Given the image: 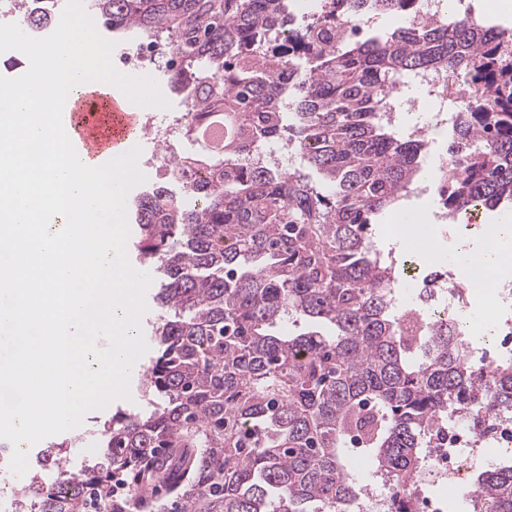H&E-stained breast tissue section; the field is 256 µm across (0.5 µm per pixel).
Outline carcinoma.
Masks as SVG:
<instances>
[{
	"label": "carcinoma",
	"mask_w": 512,
	"mask_h": 512,
	"mask_svg": "<svg viewBox=\"0 0 512 512\" xmlns=\"http://www.w3.org/2000/svg\"><path fill=\"white\" fill-rule=\"evenodd\" d=\"M55 2L12 8L44 32ZM328 2L285 61L264 47L289 0H90L110 32L169 58L160 73L191 114L180 137L202 143L200 121L219 111L227 137L221 153L173 156L203 179L133 202L137 257L162 280L147 407L98 425L101 458L76 471L63 453L79 437L49 443L54 479L22 482L20 512H351L364 485L350 443L409 497L447 422L480 441L512 416V360L487 366L448 322L396 312L398 276L364 235L423 169L424 138L396 133L389 113L399 80L424 72L469 89L435 176L442 204L463 216L512 202V34L453 13L338 44L337 25L412 21L423 0ZM301 57L314 69L284 83ZM281 139L305 170L246 165ZM287 319L311 330L284 335ZM469 498L512 512V463L482 470ZM371 19H366L361 24V28L369 25ZM406 17L402 14H384L378 15L370 25V31L374 34L387 35L401 27L406 26Z\"/></svg>",
	"instance_id": "1"
}]
</instances>
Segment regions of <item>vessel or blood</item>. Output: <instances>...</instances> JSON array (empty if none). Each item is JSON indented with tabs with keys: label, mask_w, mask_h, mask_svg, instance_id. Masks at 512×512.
Here are the masks:
<instances>
[{
	"label": "vessel or blood",
	"mask_w": 512,
	"mask_h": 512,
	"mask_svg": "<svg viewBox=\"0 0 512 512\" xmlns=\"http://www.w3.org/2000/svg\"><path fill=\"white\" fill-rule=\"evenodd\" d=\"M69 101L67 134L77 152L102 166L128 151L141 136V115L115 86L90 81Z\"/></svg>",
	"instance_id": "b4317fda"
}]
</instances>
